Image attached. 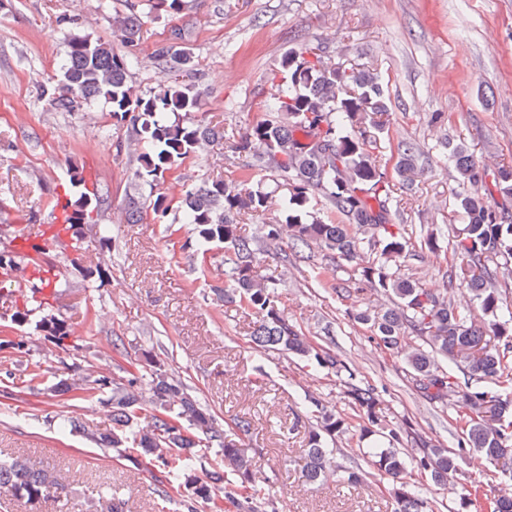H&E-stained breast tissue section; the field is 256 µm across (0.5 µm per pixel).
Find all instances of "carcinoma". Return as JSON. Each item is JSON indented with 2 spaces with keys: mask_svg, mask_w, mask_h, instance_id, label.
<instances>
[{
  "mask_svg": "<svg viewBox=\"0 0 512 512\" xmlns=\"http://www.w3.org/2000/svg\"><path fill=\"white\" fill-rule=\"evenodd\" d=\"M186 4L138 0L128 13H113L112 30L120 49L88 35L67 36L61 79L47 90L59 109L73 112L102 104L113 125L126 127L123 147L135 164L134 176L149 187L147 193L125 196L127 222L137 224L150 212L158 223L192 226L200 246L188 257V266L201 272L208 267L213 247L224 245L222 295L255 315L254 348L314 359L338 374L346 366L317 349L281 315L279 282L262 275L259 265L266 257L286 261L291 255L307 261L317 251L355 264L364 283L391 297L386 308L358 309L355 321L369 328L378 345L402 358L417 392L456 411L459 448L501 466L502 476L512 481V398L471 387L482 379L512 387V305L498 288L504 270L512 265V215L490 203L496 194L512 198V165L483 166L461 140L449 150L459 188L455 205L463 224L451 234L448 225H439L422 243L436 251L440 239L451 236L449 283L465 284L476 300V309L461 311L448 291L422 288L402 269L420 242L394 227L400 224L402 206L413 196L412 174L420 149L411 142L401 145L396 170L402 181H393L377 145L388 103L376 69L336 62L324 48H291L267 75L278 95L262 119L244 129L211 126L197 119L205 91L160 83L144 95L129 81L135 64L132 48L145 15L159 6L179 14ZM185 40L184 30L173 28L155 50L157 65L170 72L190 69ZM219 139L229 148L231 166L256 171L259 179L204 180L176 203L162 192L154 193L166 174ZM69 182L75 199L61 205L62 222L46 225L41 241L30 240L20 228L0 225V274L17 284L12 322L30 329L19 347L45 338L56 351L77 349L68 325L53 314L59 288L70 284L57 265L44 261L46 251L70 243L71 262L79 267L85 288L94 287L112 267V225H98V248L92 254L83 233L89 214L102 211L104 193L81 172L73 173ZM271 185L287 189L278 204L280 216L266 222L260 236L249 237L241 232L240 217L268 210ZM445 364L457 367L463 380L445 371ZM66 369L72 377L59 380L51 394L96 400L109 412L111 425L101 430L69 417L58 421L59 432L83 434L106 447L134 448L140 456L162 463L167 484L188 490V512H224L218 497L224 484L243 499H256L260 462L226 435L206 401L152 352L144 353L142 361L129 362L118 380L75 362ZM347 396L367 420L362 436L380 434L363 459L390 481L394 512H432L427 494L407 476L417 468L446 486L459 471V453L429 445L410 426L377 431L374 388L351 383ZM306 402L315 418L303 466L306 479H332L347 487L364 483L368 471L358 465L332 467L333 449L324 444L349 431L347 419L314 397ZM409 441L424 451L406 453L402 446ZM203 448L219 449L222 460L219 468L198 476L194 466ZM75 493L68 472L0 453V495L23 512H37L49 501L62 512ZM99 503L96 512H124L126 505L113 498L110 488L99 493ZM453 512H512V497L475 488L459 497Z\"/></svg>",
  "mask_w": 512,
  "mask_h": 512,
  "instance_id": "cac0c4a2",
  "label": "carcinoma"
}]
</instances>
